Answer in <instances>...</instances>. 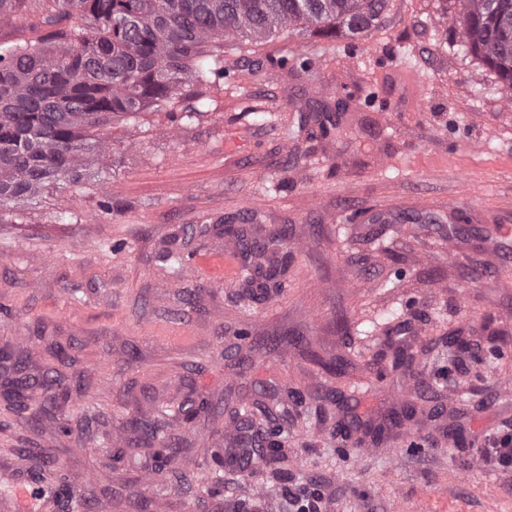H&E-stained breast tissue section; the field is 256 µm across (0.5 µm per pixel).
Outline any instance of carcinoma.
<instances>
[{
    "instance_id": "obj_1",
    "label": "carcinoma",
    "mask_w": 512,
    "mask_h": 512,
    "mask_svg": "<svg viewBox=\"0 0 512 512\" xmlns=\"http://www.w3.org/2000/svg\"><path fill=\"white\" fill-rule=\"evenodd\" d=\"M27 0H0V23L13 21ZM55 11L42 21L44 33L10 45H0V210L21 196L39 193L52 184L69 189L80 182L84 154L106 153L94 129L117 117H129L147 107L164 108L180 95L183 85L208 86L224 76V45L236 35L267 39L290 28L333 35L368 29L383 14L387 0H51ZM455 18L464 43L501 80L512 85V0H461ZM203 94L179 114V124L203 115ZM262 250L281 254L278 263L257 280L242 267L243 300L247 306L283 287L292 257L288 237L272 230ZM17 377L0 385V399L25 406L34 388L15 362ZM419 362L408 349H396L393 367L414 373ZM63 403L43 409L59 427L69 413ZM195 403L176 406L160 402L154 421L144 430L157 441L155 457L170 462L168 422L191 421ZM265 446L247 445L238 454H214L217 463H235L254 455L268 466L284 459L279 427L263 430ZM283 482L298 485V496L315 494L314 485L288 470L278 469Z\"/></svg>"
}]
</instances>
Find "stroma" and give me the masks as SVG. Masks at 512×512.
<instances>
[{"label": "stroma", "instance_id": "1", "mask_svg": "<svg viewBox=\"0 0 512 512\" xmlns=\"http://www.w3.org/2000/svg\"><path fill=\"white\" fill-rule=\"evenodd\" d=\"M459 9L388 0L353 38L227 39L199 121L112 122L77 187L0 211V348L33 378L57 368L80 406L62 430L0 402V493L54 469L84 476L87 512H236L253 486L264 512H294L265 466L213 485L211 442L232 447L234 411L265 405L322 512H512V467L479 456L512 429V264L481 233L512 222V87L465 47ZM273 229L293 250L286 284L245 306L219 257L231 244L268 267L256 243ZM406 336L422 373L390 367ZM187 398L203 408L171 420L160 463L130 421ZM405 402L416 417L371 445L366 426Z\"/></svg>", "mask_w": 512, "mask_h": 512}]
</instances>
